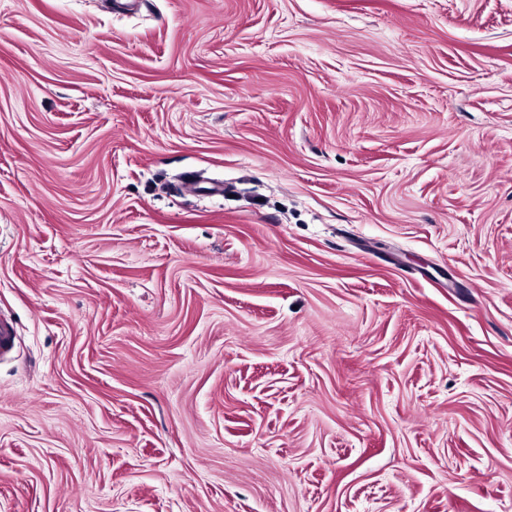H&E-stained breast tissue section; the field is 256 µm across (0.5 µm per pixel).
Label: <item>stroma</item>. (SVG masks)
<instances>
[{
    "label": "stroma",
    "mask_w": 512,
    "mask_h": 512,
    "mask_svg": "<svg viewBox=\"0 0 512 512\" xmlns=\"http://www.w3.org/2000/svg\"><path fill=\"white\" fill-rule=\"evenodd\" d=\"M0 317V512H512V0H0Z\"/></svg>",
    "instance_id": "1"
}]
</instances>
